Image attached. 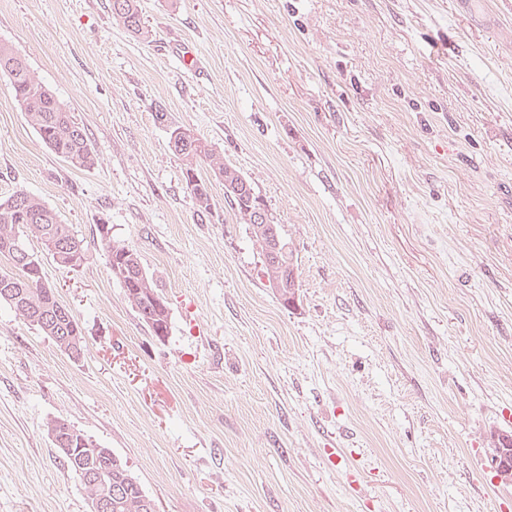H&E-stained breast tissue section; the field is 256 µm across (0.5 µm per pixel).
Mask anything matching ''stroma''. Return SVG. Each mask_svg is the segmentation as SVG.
<instances>
[{"label": "stroma", "instance_id": "stroma-1", "mask_svg": "<svg viewBox=\"0 0 512 512\" xmlns=\"http://www.w3.org/2000/svg\"><path fill=\"white\" fill-rule=\"evenodd\" d=\"M472 4L140 0L143 39L110 0H0V43L97 154H53L0 75V198H40L88 246L72 269L27 242L82 357L0 303V512H88L57 419L156 512H512L489 456L512 433V0ZM159 108L281 224L291 306L205 167L199 215ZM104 224L167 336L109 275ZM105 225L100 228V245L112 278L124 288L125 294L140 319L155 336H167L169 310L157 292L153 278L145 270L139 255L131 247L112 240ZM281 273V284L282 288H278L279 299L284 305H289L294 300L295 290L296 288H291L294 286V281L291 283L292 275L296 270V264L294 259V254L292 249L289 247L285 256L282 257V263L278 267ZM297 278V288H299L298 276ZM49 434H58L60 436H66L68 441L69 448H59L60 457L64 463V465L74 473L82 483L80 475L76 471V466H78L75 462L68 460L64 455L70 456L72 454V448H82V451L79 453L80 456H85L89 458L93 456L95 466L98 469L106 468L105 459H96L94 457L95 449L97 448V444L91 440L90 437L86 436L84 433H81L80 430L75 428L74 425H71L69 422L67 423L64 420H56L49 424L48 426ZM64 454V455H63ZM83 484V483H82Z\"/></svg>", "mask_w": 512, "mask_h": 512}]
</instances>
